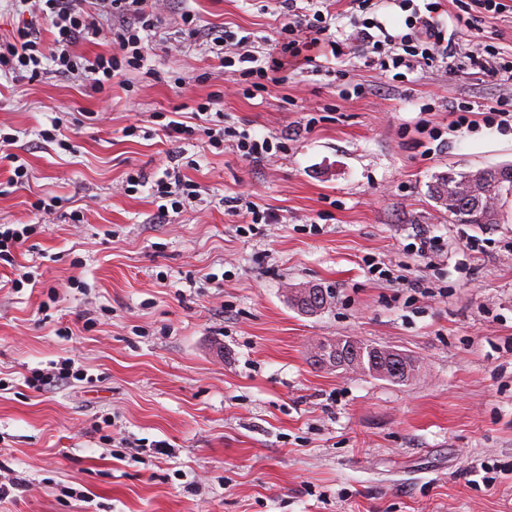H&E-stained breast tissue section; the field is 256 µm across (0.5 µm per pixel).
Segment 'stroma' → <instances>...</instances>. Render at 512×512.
<instances>
[{"instance_id":"stroma-1","label":"stroma","mask_w":512,"mask_h":512,"mask_svg":"<svg viewBox=\"0 0 512 512\" xmlns=\"http://www.w3.org/2000/svg\"><path fill=\"white\" fill-rule=\"evenodd\" d=\"M502 2L491 14L441 0L433 19L456 32L459 74L365 63L364 25L396 33L405 12L325 0L342 56L249 93L176 23L189 11L260 44L276 38V0H169L147 71L102 94L0 82V124L26 133L29 165L28 184L0 195V224L33 223L37 197L68 200L17 256L40 265L37 288H8L0 265V482H23L0 512H512V197L480 226L450 223L432 197L448 172L512 164V124L491 117L512 110ZM465 12L475 24L456 30ZM213 91L238 130L302 133L264 162L198 140L171 148L164 114L191 115ZM58 117L76 153L46 139ZM172 150L202 196L153 224L150 189L126 175L161 174ZM239 194L277 223L240 232L223 203ZM420 230L443 245L430 267L407 248ZM421 278L447 297L410 290ZM314 285L331 299L300 313L291 291ZM341 336L419 373L313 365L312 344ZM69 357L85 380L28 387Z\"/></svg>"}]
</instances>
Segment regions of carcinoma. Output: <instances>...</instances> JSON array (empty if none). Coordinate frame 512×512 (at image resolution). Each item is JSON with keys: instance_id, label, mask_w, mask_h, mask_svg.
Listing matches in <instances>:
<instances>
[{"instance_id": "obj_1", "label": "carcinoma", "mask_w": 512, "mask_h": 512, "mask_svg": "<svg viewBox=\"0 0 512 512\" xmlns=\"http://www.w3.org/2000/svg\"><path fill=\"white\" fill-rule=\"evenodd\" d=\"M503 170V166L483 170L484 182L490 193L488 201H480L476 196L460 191V183L467 177L465 173H448L439 178L433 186V197L439 203L450 196L455 197L453 208L448 210V218L457 224H495L498 210L492 201L512 195V177L503 175ZM292 301L298 310L314 313L325 307L327 295L320 288H297L292 292ZM393 355L394 358L390 359L384 348L361 340L336 338L321 342L312 360L320 366L336 368L354 361L361 371L396 383L414 378L418 371L416 361L396 351Z\"/></svg>"}]
</instances>
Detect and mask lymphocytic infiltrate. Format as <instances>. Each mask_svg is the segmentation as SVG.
<instances>
[{
    "instance_id": "obj_1",
    "label": "lymphocytic infiltrate",
    "mask_w": 512,
    "mask_h": 512,
    "mask_svg": "<svg viewBox=\"0 0 512 512\" xmlns=\"http://www.w3.org/2000/svg\"><path fill=\"white\" fill-rule=\"evenodd\" d=\"M27 17L16 35L0 38V76L24 78L29 82L53 79L79 82L93 94L105 91L116 77L126 71L143 68L147 54L144 43L160 21L164 0H17ZM299 0H278L285 23L272 48L254 49L249 37H235L233 32L203 28L195 15L180 16L185 34L201 40L215 53L221 67L237 69L239 77L252 80L254 88L263 90L281 84L288 66L304 69L316 64L319 57L339 56L335 41L325 35L326 17L320 11L303 13ZM406 11L405 32L390 33L384 24L375 31H363L362 38L372 51L389 49L391 69L406 64L407 57H421L430 62H447L455 42L446 30L433 26L430 14L440 7L438 0H390ZM111 35L113 50L88 57L77 53L78 44L98 38L102 20ZM219 95L213 94L199 103L200 114L208 115V124L192 127L172 120L163 131L169 142L178 143L205 137L211 147L230 144L239 156L255 161L271 157L285 149L297 137V130L281 134L279 139L257 138L247 131L225 126L224 114L218 111ZM130 186H150L159 205L152 215L158 224L168 223L171 213L181 212L185 200L195 199L200 191L197 182L182 176L178 168L165 169L162 176L148 179L144 172L129 174ZM63 200L54 196L36 199L31 207L38 221L34 224H0V264L13 268L9 285L14 289L34 286L40 274L36 265H22L16 252L37 233L39 225L48 223L62 207Z\"/></svg>"
}]
</instances>
